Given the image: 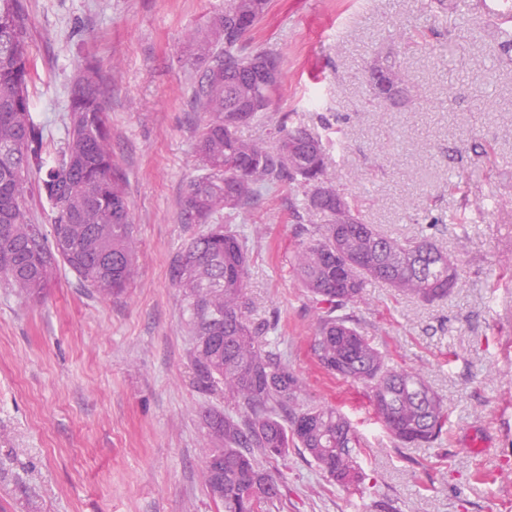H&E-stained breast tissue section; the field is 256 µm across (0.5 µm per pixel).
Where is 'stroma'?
<instances>
[{
	"mask_svg": "<svg viewBox=\"0 0 512 512\" xmlns=\"http://www.w3.org/2000/svg\"><path fill=\"white\" fill-rule=\"evenodd\" d=\"M37 76L32 116L49 148L64 137L83 57L101 72L112 157L133 211L135 276L103 300L60 268L38 297L0 287V512H224L203 479L204 408L235 413L195 385L181 289L169 276L201 232L181 220L183 188L202 172L201 72L185 39L224 0H27ZM449 0H268L250 49L281 56L268 117L240 129L272 141L283 114L318 132L333 183L384 234L428 237L458 282L425 303L366 281L343 313L390 365L420 371L448 421L434 442L399 446L364 389L328 375L312 351L318 309L293 270L300 197L260 186L221 224L247 252L253 321L271 329L306 404L336 407L359 438L363 480L330 481L299 448L273 461L279 500L265 512H512V48ZM396 64L409 99L366 82ZM493 207L483 208L486 198ZM484 443L472 453L469 442Z\"/></svg>",
	"mask_w": 512,
	"mask_h": 512,
	"instance_id": "obj_1",
	"label": "stroma"
}]
</instances>
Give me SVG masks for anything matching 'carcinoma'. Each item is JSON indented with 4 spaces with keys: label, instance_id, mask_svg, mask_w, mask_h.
<instances>
[{
    "label": "carcinoma",
    "instance_id": "cac0c4a2",
    "mask_svg": "<svg viewBox=\"0 0 512 512\" xmlns=\"http://www.w3.org/2000/svg\"><path fill=\"white\" fill-rule=\"evenodd\" d=\"M259 2L225 0L237 28L219 14L191 35L203 69L194 103L205 114L196 151L206 173L186 183L181 219L206 231L190 238L170 264L189 315L195 384L203 393L224 392L240 410L238 419L217 410L202 416L210 440L204 482L224 512H262L277 499L281 479L266 463L292 445L343 487L358 484L361 473L354 457L359 440L348 417L329 405L301 403L300 379L267 339V325L251 321L242 243L215 220L251 204L255 186L282 182L300 193L306 213L321 217L302 228L294 265L321 309L314 354L324 370L365 389L377 419L402 447L436 440L448 417L445 405L420 372L388 365L336 310L360 297L368 279L424 302L446 298L458 280L454 261L440 262L444 254L429 238L399 239L361 221L332 184L321 137L306 125L283 118L272 148L239 135L242 125L272 109L278 89L262 97L254 92L255 57L281 67L273 49L246 51L247 36L265 12ZM371 72L378 99L392 88L405 92L399 71ZM33 73L26 0H0V284L38 296L63 265L84 287L110 299L133 278V213L125 174L112 159L98 65L88 59L80 65L69 90L64 141L50 166L44 128L31 115ZM34 196L52 211V224L37 235L28 207Z\"/></svg>",
    "mask_w": 512,
    "mask_h": 512
}]
</instances>
